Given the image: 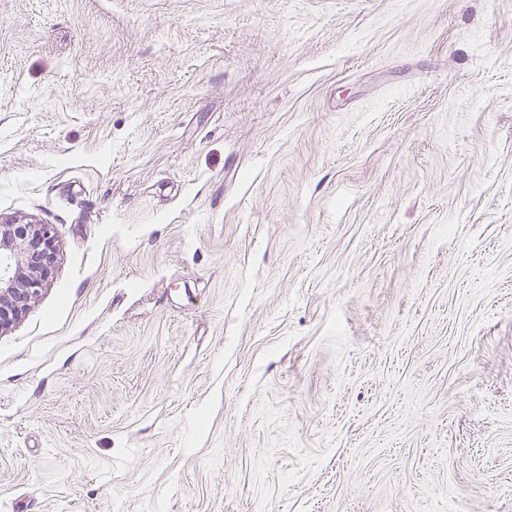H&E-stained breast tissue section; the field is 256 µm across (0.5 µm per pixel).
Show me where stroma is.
<instances>
[{"mask_svg": "<svg viewBox=\"0 0 512 512\" xmlns=\"http://www.w3.org/2000/svg\"><path fill=\"white\" fill-rule=\"evenodd\" d=\"M0 512H512V0H0ZM0 334L36 299L57 254L53 225L0 221Z\"/></svg>", "mask_w": 512, "mask_h": 512, "instance_id": "obj_1", "label": "stroma"}]
</instances>
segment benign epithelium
I'll list each match as a JSON object with an SVG mask.
<instances>
[{
	"instance_id": "7a95c632",
	"label": "benign epithelium",
	"mask_w": 512,
	"mask_h": 512,
	"mask_svg": "<svg viewBox=\"0 0 512 512\" xmlns=\"http://www.w3.org/2000/svg\"><path fill=\"white\" fill-rule=\"evenodd\" d=\"M56 254L53 225L17 220L0 224V334L17 323L39 295Z\"/></svg>"
}]
</instances>
